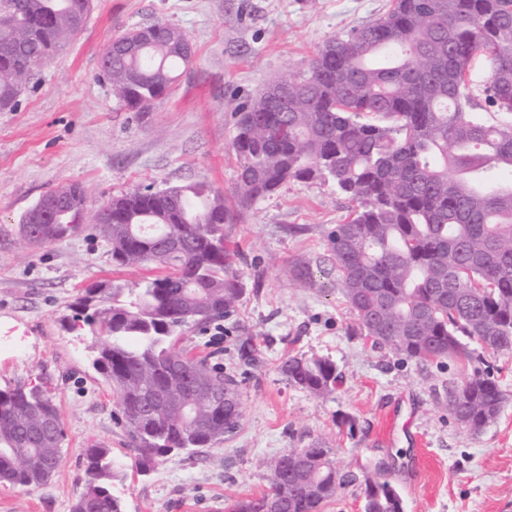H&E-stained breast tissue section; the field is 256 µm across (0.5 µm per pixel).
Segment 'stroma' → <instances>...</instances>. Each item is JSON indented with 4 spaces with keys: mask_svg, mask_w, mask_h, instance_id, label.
<instances>
[{
    "mask_svg": "<svg viewBox=\"0 0 512 512\" xmlns=\"http://www.w3.org/2000/svg\"><path fill=\"white\" fill-rule=\"evenodd\" d=\"M391 0H91L81 30L41 67L34 89L0 111V389L44 379L62 412L61 464L39 487L0 483V512H72L86 450L115 458L129 442L112 391L90 361V339L69 329L70 304L116 268L90 224L52 243L21 248L20 228L39 198L82 185L92 206L146 185L205 181L233 198L238 160L229 145L236 112L267 81L306 64L336 36L382 16ZM167 23L196 48L172 95L130 112L101 72L107 45L128 29ZM352 202L320 179L291 180L243 209L224 230L245 292L224 337L192 331L239 382L241 425L223 444L130 468L114 481L123 512H228L267 491L271 461L291 448H329L344 484L324 512H364L365 476L390 482L404 512H512V352L479 349L506 395L498 418L475 433L445 407L473 372L461 361L419 362L375 345L337 281L329 231ZM307 265L308 280L294 265ZM249 340L255 360L238 354ZM292 355L324 357L341 375L315 397L281 370ZM397 420L379 441L385 415Z\"/></svg>",
    "mask_w": 512,
    "mask_h": 512,
    "instance_id": "stroma-1",
    "label": "stroma"
}]
</instances>
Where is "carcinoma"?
Here are the masks:
<instances>
[{
    "mask_svg": "<svg viewBox=\"0 0 512 512\" xmlns=\"http://www.w3.org/2000/svg\"><path fill=\"white\" fill-rule=\"evenodd\" d=\"M90 0H0V110H12L36 70L81 29ZM177 27L159 24L142 41L116 37L101 64L112 95L131 112H152L194 55ZM486 77L475 100L472 64ZM288 81V101L255 96L236 114L230 149L240 160L235 196L250 205L290 180L319 175L354 204L328 235L338 283L369 336L410 359L475 360L460 340L512 351V0H393L375 21L328 40ZM509 119L484 121L474 109ZM288 125V136H275ZM60 220L37 227L50 243L93 223L112 263L148 275L102 283L72 305V326L95 342L93 367L112 390L133 445L128 462L100 444L88 450L87 482L72 512H122L112 480L132 467L224 442L240 425L235 376L177 348L184 332L231 315L245 288L224 225L236 215L205 183L112 197L89 214L78 185ZM288 382L312 395L336 390L328 358L293 355ZM194 400L191 411L184 400ZM505 394L478 368L448 391V412L478 433ZM64 421L47 383L0 389V483L37 487L58 469ZM295 450L270 467L268 492L233 512H323L343 479L329 450L313 473ZM365 512H396L399 492L365 478Z\"/></svg>",
    "mask_w": 512,
    "mask_h": 512,
    "instance_id": "1",
    "label": "carcinoma"
}]
</instances>
